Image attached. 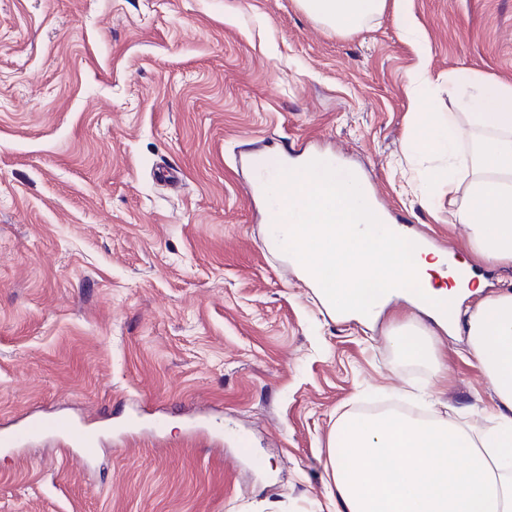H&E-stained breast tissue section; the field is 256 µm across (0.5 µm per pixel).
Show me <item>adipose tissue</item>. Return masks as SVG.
I'll use <instances>...</instances> for the list:
<instances>
[{"label": "adipose tissue", "mask_w": 512, "mask_h": 512, "mask_svg": "<svg viewBox=\"0 0 512 512\" xmlns=\"http://www.w3.org/2000/svg\"><path fill=\"white\" fill-rule=\"evenodd\" d=\"M299 4L345 36L383 14L387 0ZM448 92L458 111H431L424 99L410 115V147H432L442 160L422 192L447 195L471 252L512 266V83L460 71L449 75ZM271 171L287 172L288 191L270 243L294 254L300 279L327 312L369 322L403 295L442 325L449 302L479 298L464 321L468 351L492 393L490 426H471L458 408L448 419L386 412L337 421L344 452L326 463L335 512H512V291L485 297L483 280L454 277L447 252L409 241L384 218L356 169L310 155ZM306 209L319 210V223L302 222ZM388 340L406 360H437L427 331L402 325Z\"/></svg>", "instance_id": "obj_1"}]
</instances>
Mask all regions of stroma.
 <instances>
[{"mask_svg":"<svg viewBox=\"0 0 512 512\" xmlns=\"http://www.w3.org/2000/svg\"><path fill=\"white\" fill-rule=\"evenodd\" d=\"M340 37L296 0H0V429L101 427L100 453L42 432L0 447V512H332L339 418L437 399L492 408L464 328L446 376L397 357L395 303L328 315L277 264L244 149L339 153L400 223L464 255L403 151L411 78L512 83V0H406Z\"/></svg>","mask_w":512,"mask_h":512,"instance_id":"obj_1","label":"stroma"}]
</instances>
